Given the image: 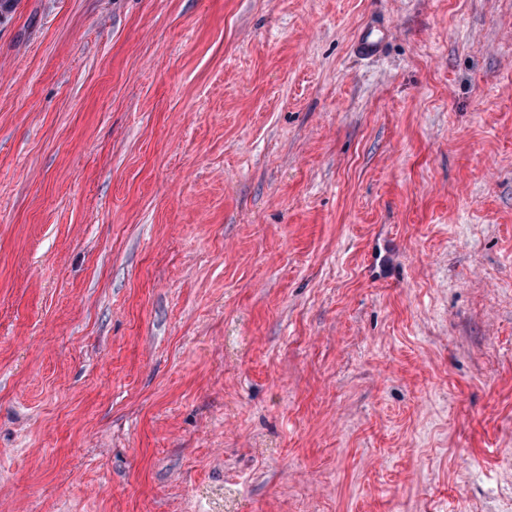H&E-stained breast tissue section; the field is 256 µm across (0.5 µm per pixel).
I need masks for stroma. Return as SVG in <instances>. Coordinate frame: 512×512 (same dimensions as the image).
I'll return each mask as SVG.
<instances>
[{
  "mask_svg": "<svg viewBox=\"0 0 512 512\" xmlns=\"http://www.w3.org/2000/svg\"><path fill=\"white\" fill-rule=\"evenodd\" d=\"M0 512H512V0L0 14Z\"/></svg>",
  "mask_w": 512,
  "mask_h": 512,
  "instance_id": "35a3bbf8",
  "label": "stroma"
}]
</instances>
